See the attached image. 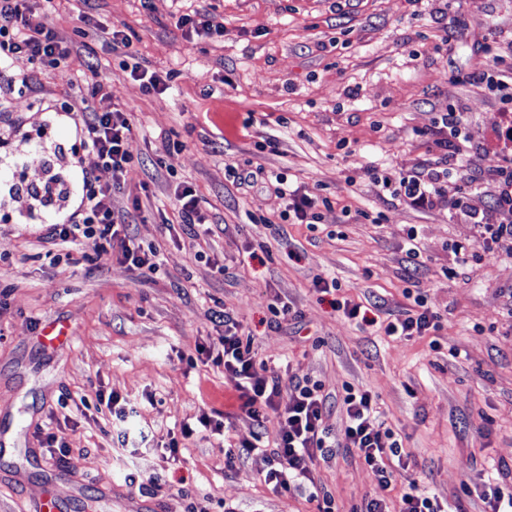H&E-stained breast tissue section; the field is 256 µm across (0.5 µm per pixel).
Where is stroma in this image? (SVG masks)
Masks as SVG:
<instances>
[{
    "mask_svg": "<svg viewBox=\"0 0 512 512\" xmlns=\"http://www.w3.org/2000/svg\"><path fill=\"white\" fill-rule=\"evenodd\" d=\"M224 18L212 39L182 37L171 0H95L93 24L118 28L150 70L177 71L175 90L145 93L120 69L121 58L95 44L99 72L112 97L131 115L133 148L145 161L171 156L176 177H159L151 205L130 232L155 244L161 268L142 280L128 265L111 262L90 274L84 266L40 257L41 225L0 223V512H27L43 480L35 470L17 478L25 449L41 445L47 429L63 428L71 443L55 485L63 498L96 500L112 491L102 512H183L203 499L235 512H313L300 493L273 492L254 458L224 467L225 443L252 438L224 370L196 359L198 345L224 332L213 312L230 311L254 338L259 356L320 379L333 393L355 382L378 395L383 415L412 451L416 477L440 496L455 499L463 486H481L491 472L512 479V259L489 258L444 275L457 265L454 244L472 237L468 219L444 210H418L387 201L369 167L421 162L427 148L415 128L431 126L444 101L459 105L474 140L500 120L497 99L485 87L455 82L483 60L486 42L512 43V0H196ZM460 24L450 53L433 49V36ZM19 119L51 121L56 152L32 154L12 138L0 164L25 159L28 181L46 170L67 188L75 176L58 150L70 149L74 129L64 117L39 111L27 97H8L0 133ZM273 137L277 152L259 151ZM181 149H174V142ZM351 154L339 158V145ZM263 168L293 185L325 184L351 206L344 237L332 236L339 210L323 212L322 230L288 224L280 236L250 216L278 221L282 202L265 181L237 188L231 169ZM191 185L212 216L209 235L183 225L164 227L176 183ZM382 212L367 224L359 211ZM415 229L427 261L411 274L403 261L408 229ZM227 266L217 277L212 265ZM335 276L355 300L376 295L403 302L416 284L446 321L443 353L428 339L372 336L334 311L312 285ZM304 315L299 326H275L273 295ZM64 323L71 334L60 348L43 347L42 325ZM322 339L313 348L314 339ZM459 357H451V350ZM74 402L59 403L62 391ZM117 391L134 404L149 446L127 451L120 466L107 415L94 407L96 391ZM228 420L227 437H195L178 458L165 445L171 433L199 414ZM317 476L342 512L372 492L368 472L352 456L320 463ZM159 487H151V480Z\"/></svg>",
    "mask_w": 512,
    "mask_h": 512,
    "instance_id": "obj_1",
    "label": "stroma"
}]
</instances>
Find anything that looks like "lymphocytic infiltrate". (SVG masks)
<instances>
[{
  "label": "lymphocytic infiltrate",
  "mask_w": 512,
  "mask_h": 512,
  "mask_svg": "<svg viewBox=\"0 0 512 512\" xmlns=\"http://www.w3.org/2000/svg\"><path fill=\"white\" fill-rule=\"evenodd\" d=\"M55 0H0V92L28 96L42 102L43 75L48 69L68 63L79 51L65 33L50 20ZM484 59L463 77L464 82L485 86L499 100L500 122L494 132L500 163L485 171L474 163L483 143L474 141L470 125L454 103H446L432 126L416 129L417 137L428 145L427 158L410 167L389 166L374 173L373 180L390 200L416 209H447L449 216L463 215L475 228L474 239L456 243L454 253L464 264H481L488 256L512 258V67L497 47L485 45ZM98 64L87 56L72 74L74 86L90 85L88 95L62 96L60 111L71 114L76 139L70 164L78 170L81 184L73 209L65 216L44 217L40 235L51 260L74 259L102 266L111 261L129 264L140 277L151 278L159 270L156 246L142 245L129 233L130 224L141 217L140 194L130 189L131 175L143 169L144 161L131 149L134 128L128 112L112 100L111 83L96 81ZM94 154L95 168L83 166L84 153ZM111 172V182H101L98 173ZM284 209L282 219L315 228L320 209H332L330 196L302 187H291L282 175H269ZM493 190V205L476 206L485 188ZM316 291L330 296L335 311L372 335L405 340L430 337L429 347L440 352L435 335L443 316L428 306L422 293L405 289L406 305L378 316L379 302L363 304L343 295L336 279L322 276L313 281ZM219 320L224 333L200 345L202 363L223 368L240 401V411L252 421V441L231 445L224 466L254 456H263V481L276 492H300L315 503L316 512H340L333 494L317 478L319 463L353 455L371 474L375 490L350 512H449L446 501L435 492L419 488L412 480H399L408 470L412 454L402 436L390 427L379 410V397L363 386L347 382L336 396L323 391L320 380L289 372L258 359L252 337L241 329L230 312ZM100 411L112 418V440L118 450L145 442L144 429L128 425L134 414L121 402L118 392L97 391ZM345 416L341 432H334L327 419L331 409ZM280 420L281 433L272 450L262 446L261 428L269 416Z\"/></svg>",
  "instance_id": "f902f5d3"
}]
</instances>
